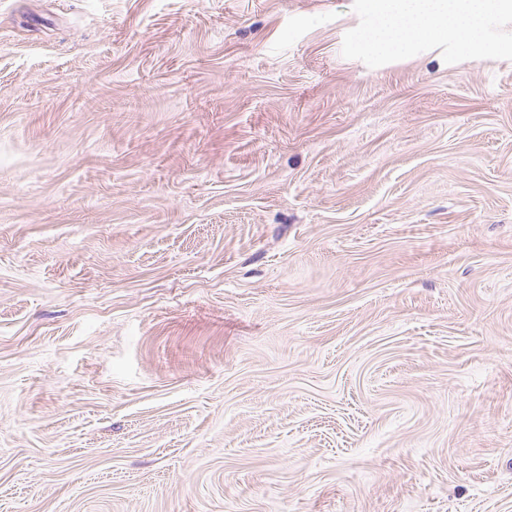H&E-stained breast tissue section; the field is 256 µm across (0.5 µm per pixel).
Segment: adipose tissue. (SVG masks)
I'll return each mask as SVG.
<instances>
[{"label":"adipose tissue","mask_w":512,"mask_h":512,"mask_svg":"<svg viewBox=\"0 0 512 512\" xmlns=\"http://www.w3.org/2000/svg\"><path fill=\"white\" fill-rule=\"evenodd\" d=\"M495 0H370L373 24L365 39L375 52L398 55L461 28L478 29Z\"/></svg>","instance_id":"1"}]
</instances>
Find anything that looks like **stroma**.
<instances>
[{"label":"stroma","instance_id":"stroma-1","mask_svg":"<svg viewBox=\"0 0 512 512\" xmlns=\"http://www.w3.org/2000/svg\"><path fill=\"white\" fill-rule=\"evenodd\" d=\"M0 0V512H512V12ZM373 24L364 39L375 52L398 55L459 28L476 30L485 13L509 0H368ZM496 1H501L494 3Z\"/></svg>","mask_w":512,"mask_h":512}]
</instances>
